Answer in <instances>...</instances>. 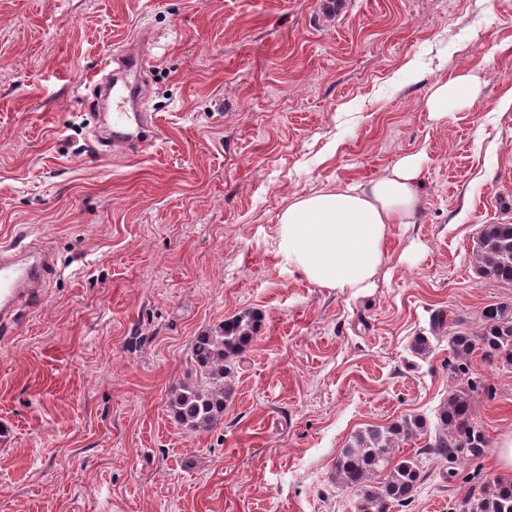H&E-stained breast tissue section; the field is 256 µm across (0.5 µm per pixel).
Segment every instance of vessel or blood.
I'll return each instance as SVG.
<instances>
[{"instance_id": "vessel-or-blood-1", "label": "vessel or blood", "mask_w": 512, "mask_h": 512, "mask_svg": "<svg viewBox=\"0 0 512 512\" xmlns=\"http://www.w3.org/2000/svg\"><path fill=\"white\" fill-rule=\"evenodd\" d=\"M148 68L146 53L132 50L112 56L110 64L99 66L86 77V86L107 91L112 100L108 134L102 143L104 150L141 148L162 135L157 118L139 108L146 89ZM51 265L49 254L43 250L31 248L20 251L11 242L0 246L1 330H9L12 326L19 302L39 297Z\"/></svg>"}]
</instances>
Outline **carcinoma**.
<instances>
[{"mask_svg":"<svg viewBox=\"0 0 512 512\" xmlns=\"http://www.w3.org/2000/svg\"><path fill=\"white\" fill-rule=\"evenodd\" d=\"M483 277L512 284V223L486 224L475 254ZM485 326L477 336L460 331L448 340L450 368L467 374L475 353L512 365V301L487 307ZM260 317L243 311L196 337L184 379L170 395L169 408L178 423L196 433L210 430L224 416L232 395L231 379L243 353L256 339ZM480 383L448 397L440 413L442 427L411 457H396L394 442L424 434L423 420L405 417L388 427L371 426L356 433L336 461V481L360 490L357 512H400L411 503L415 488L431 463L451 466L479 457L486 447L484 433L471 422V393ZM459 512H512V484L490 478L458 504Z\"/></svg>","mask_w":512,"mask_h":512,"instance_id":"1","label":"carcinoma"}]
</instances>
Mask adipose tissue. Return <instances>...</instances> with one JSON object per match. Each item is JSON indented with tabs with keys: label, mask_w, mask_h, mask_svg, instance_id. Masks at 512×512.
I'll use <instances>...</instances> for the list:
<instances>
[{
	"label": "adipose tissue",
	"mask_w": 512,
	"mask_h": 512,
	"mask_svg": "<svg viewBox=\"0 0 512 512\" xmlns=\"http://www.w3.org/2000/svg\"><path fill=\"white\" fill-rule=\"evenodd\" d=\"M479 90L471 74L438 83L428 98L432 119L443 120L449 102L468 105ZM419 175V159L408 156L371 182L296 198L278 224L289 271L320 288L370 287L388 252L389 225L411 223L421 209Z\"/></svg>",
	"instance_id": "1"
}]
</instances>
